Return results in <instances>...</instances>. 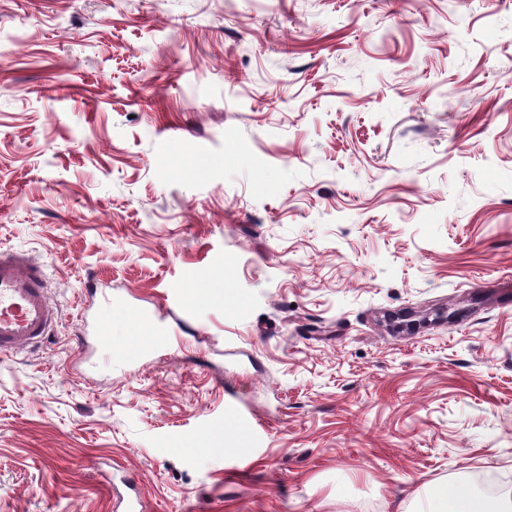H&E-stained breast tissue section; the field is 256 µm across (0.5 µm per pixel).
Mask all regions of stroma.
<instances>
[{"label": "stroma", "instance_id": "1", "mask_svg": "<svg viewBox=\"0 0 512 512\" xmlns=\"http://www.w3.org/2000/svg\"><path fill=\"white\" fill-rule=\"evenodd\" d=\"M0 44V249L58 312L0 356V512L512 488V0H0ZM131 304L173 344L129 365Z\"/></svg>", "mask_w": 512, "mask_h": 512}]
</instances>
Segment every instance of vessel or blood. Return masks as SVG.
I'll return each instance as SVG.
<instances>
[{
  "mask_svg": "<svg viewBox=\"0 0 512 512\" xmlns=\"http://www.w3.org/2000/svg\"><path fill=\"white\" fill-rule=\"evenodd\" d=\"M56 321L43 266L24 252L1 249L0 354L37 346Z\"/></svg>",
  "mask_w": 512,
  "mask_h": 512,
  "instance_id": "obj_1",
  "label": "vessel or blood"
}]
</instances>
